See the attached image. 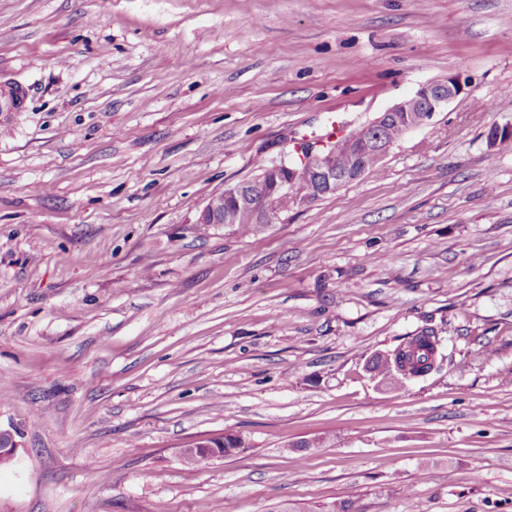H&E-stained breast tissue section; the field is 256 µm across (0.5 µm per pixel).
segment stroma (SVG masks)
<instances>
[{"mask_svg": "<svg viewBox=\"0 0 512 512\" xmlns=\"http://www.w3.org/2000/svg\"><path fill=\"white\" fill-rule=\"evenodd\" d=\"M453 74L383 174L198 224ZM10 84L0 512H512V0H0ZM426 326L437 370L368 371Z\"/></svg>", "mask_w": 512, "mask_h": 512, "instance_id": "obj_1", "label": "stroma"}]
</instances>
